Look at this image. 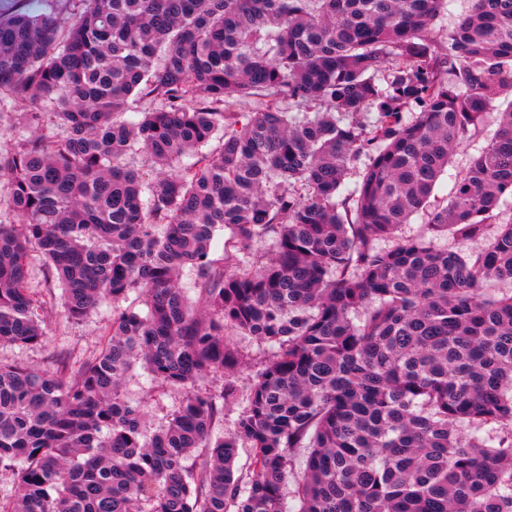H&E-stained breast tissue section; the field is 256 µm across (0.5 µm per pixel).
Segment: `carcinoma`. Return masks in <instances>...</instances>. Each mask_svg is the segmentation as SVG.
I'll list each match as a JSON object with an SVG mask.
<instances>
[{
  "label": "carcinoma",
  "mask_w": 512,
  "mask_h": 512,
  "mask_svg": "<svg viewBox=\"0 0 512 512\" xmlns=\"http://www.w3.org/2000/svg\"><path fill=\"white\" fill-rule=\"evenodd\" d=\"M81 2L66 27L0 17V95L67 132L0 150V345L43 340L40 288L112 319L76 371L0 363V512H283L300 449V512H512V289L485 288L512 282V0H472L444 47L448 0ZM135 93L161 108L122 118ZM502 98L428 235H397ZM228 330L276 351L214 439L236 389L198 383L246 364ZM138 365L187 391L153 433Z\"/></svg>",
  "instance_id": "1"
}]
</instances>
